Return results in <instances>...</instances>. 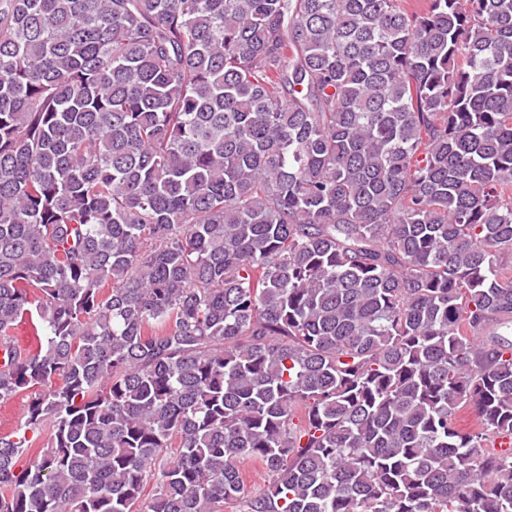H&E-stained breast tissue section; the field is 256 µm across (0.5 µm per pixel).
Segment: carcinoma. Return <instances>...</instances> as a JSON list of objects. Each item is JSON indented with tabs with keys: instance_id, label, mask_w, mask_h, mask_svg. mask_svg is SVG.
Returning a JSON list of instances; mask_svg holds the SVG:
<instances>
[{
	"instance_id": "obj_1",
	"label": "carcinoma",
	"mask_w": 512,
	"mask_h": 512,
	"mask_svg": "<svg viewBox=\"0 0 512 512\" xmlns=\"http://www.w3.org/2000/svg\"><path fill=\"white\" fill-rule=\"evenodd\" d=\"M510 331L512 0H0V512H512ZM26 404L25 396L0 403V432L10 430L20 422Z\"/></svg>"
}]
</instances>
